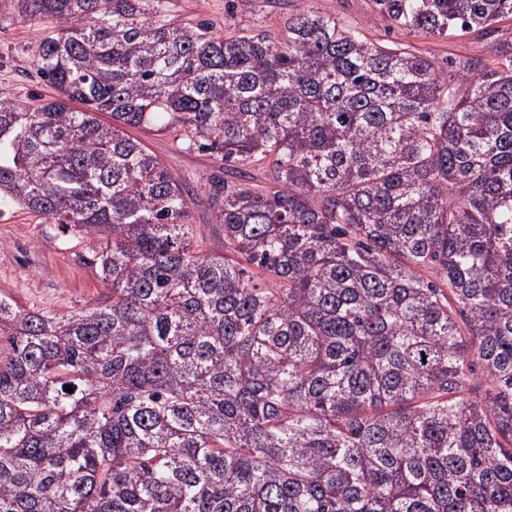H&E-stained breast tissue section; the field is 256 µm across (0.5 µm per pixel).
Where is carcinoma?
Masks as SVG:
<instances>
[{"label":"carcinoma","instance_id":"1","mask_svg":"<svg viewBox=\"0 0 512 512\" xmlns=\"http://www.w3.org/2000/svg\"><path fill=\"white\" fill-rule=\"evenodd\" d=\"M298 2L280 36L0 0L58 24L57 98L0 89V214L92 241L105 288L0 294V512H512V0H372L491 61ZM129 128L222 155L224 252ZM322 9L335 12L345 20L361 28L368 39L374 42L394 40L414 46L415 51L432 52L439 56L452 53H486L489 51V40L475 39L474 35H464L451 40L419 39L405 35L401 31H391L387 35V22L373 9L370 0H318Z\"/></svg>","mask_w":512,"mask_h":512}]
</instances>
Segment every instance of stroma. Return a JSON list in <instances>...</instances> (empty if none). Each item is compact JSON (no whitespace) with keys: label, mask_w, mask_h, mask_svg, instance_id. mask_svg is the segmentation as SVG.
I'll list each match as a JSON object with an SVG mask.
<instances>
[{"label":"stroma","mask_w":512,"mask_h":512,"mask_svg":"<svg viewBox=\"0 0 512 512\" xmlns=\"http://www.w3.org/2000/svg\"><path fill=\"white\" fill-rule=\"evenodd\" d=\"M322 9L334 12L361 28L375 42L410 43L416 51L441 56L452 53H485L489 43L471 35L451 40L408 38L388 31L386 21L373 9L371 0H318ZM169 17L185 23H208L223 31L225 22L238 27L281 31L296 0H166ZM48 22L24 19L18 14L0 15V88L34 107L50 101L54 88L37 71L35 54ZM194 199L192 224L202 233L204 247L224 249V230L212 221L216 203L212 197L224 181V162L207 151L180 150L172 135L138 130L134 133ZM87 243L63 232L54 224L39 223L32 214L16 209L0 216V293L26 308L66 314L81 308L103 287L84 258Z\"/></svg>","instance_id":"35a3bbf8"}]
</instances>
